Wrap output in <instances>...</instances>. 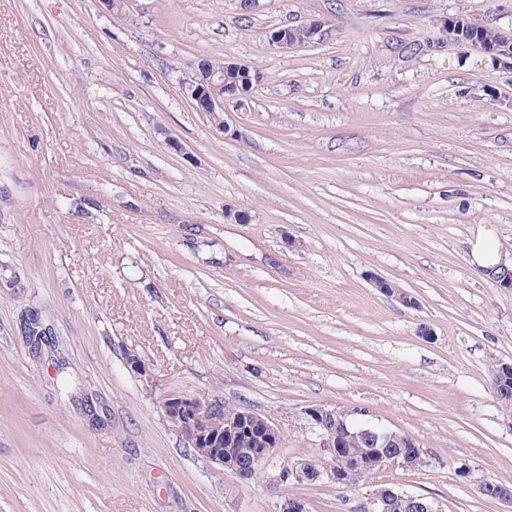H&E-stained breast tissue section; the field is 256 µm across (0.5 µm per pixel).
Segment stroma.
<instances>
[{"label": "stroma", "mask_w": 512, "mask_h": 512, "mask_svg": "<svg viewBox=\"0 0 512 512\" xmlns=\"http://www.w3.org/2000/svg\"><path fill=\"white\" fill-rule=\"evenodd\" d=\"M451 15L507 31L512 0H0V512H359L383 486L512 512L480 490L512 481L490 374L512 289L467 245L486 224L512 252V74L449 44ZM311 19L315 42L269 44ZM204 57L259 76L226 134L179 90ZM169 394L282 442L241 481L185 447ZM309 406L412 437L426 467L273 486L317 454Z\"/></svg>", "instance_id": "35a3bbf8"}]
</instances>
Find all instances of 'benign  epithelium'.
<instances>
[{
	"mask_svg": "<svg viewBox=\"0 0 512 512\" xmlns=\"http://www.w3.org/2000/svg\"><path fill=\"white\" fill-rule=\"evenodd\" d=\"M324 22L311 19L300 25L303 33L299 34L293 27H284L270 34L269 44L281 51H290L301 45L314 42L321 36ZM486 24L467 16H448L440 22V30L448 43L464 45L471 50L488 56L501 70L512 73V32L499 31L498 38L492 42H481L477 36L482 34ZM181 93L190 99L195 110L210 116L224 111V106L233 104L245 107V96L237 88L224 81V69L211 68L207 65L197 69L191 68L189 75L180 83ZM372 286L385 294L396 296L402 303L415 306L413 296L401 291L390 281L370 278ZM167 421L176 429L188 447L196 454L224 471L234 474L242 481L254 478L279 447L282 441L280 429L270 419L251 410L240 409L232 415L224 414V402L197 395H170L162 402ZM304 414L314 431L320 452L334 457L340 442L336 439V424H345L351 419V413L336 408L311 406ZM358 428V435L368 438L372 448L374 464L382 471L394 466H408L407 458L401 454L387 451V448L406 442L400 433L378 426L353 421ZM255 445L251 461L243 463L233 455L224 454V444L233 442L243 435ZM313 483H335L339 481L333 469L310 471L304 468H280L273 484H285L290 481ZM402 496L392 488H379L370 492L361 505V512H388L387 502L390 498Z\"/></svg>",
	"mask_w": 512,
	"mask_h": 512,
	"instance_id": "7a95c632",
	"label": "benign epithelium"
}]
</instances>
